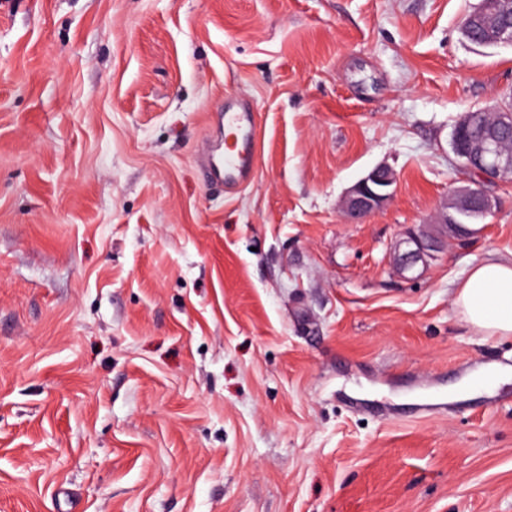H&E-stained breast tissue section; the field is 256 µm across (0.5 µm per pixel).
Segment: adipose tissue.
<instances>
[{
    "label": "adipose tissue",
    "instance_id": "ef3b65f1",
    "mask_svg": "<svg viewBox=\"0 0 512 512\" xmlns=\"http://www.w3.org/2000/svg\"><path fill=\"white\" fill-rule=\"evenodd\" d=\"M464 320L488 336L512 335V258L471 267L454 299Z\"/></svg>",
    "mask_w": 512,
    "mask_h": 512
}]
</instances>
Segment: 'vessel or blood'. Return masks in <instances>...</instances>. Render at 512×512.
Here are the masks:
<instances>
[{"label": "vessel or blood", "instance_id": "vessel-or-blood-1", "mask_svg": "<svg viewBox=\"0 0 512 512\" xmlns=\"http://www.w3.org/2000/svg\"><path fill=\"white\" fill-rule=\"evenodd\" d=\"M224 128L229 133L226 147L207 153L203 166L212 181L235 188L249 178L253 168L251 113L225 112Z\"/></svg>", "mask_w": 512, "mask_h": 512}]
</instances>
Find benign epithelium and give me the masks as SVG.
<instances>
[{
    "label": "benign epithelium",
    "mask_w": 512,
    "mask_h": 512,
    "mask_svg": "<svg viewBox=\"0 0 512 512\" xmlns=\"http://www.w3.org/2000/svg\"><path fill=\"white\" fill-rule=\"evenodd\" d=\"M472 19L481 29L485 44H512V16L508 17L499 9L498 0H479L472 11ZM491 115L496 127L478 141L464 143L467 127L478 122L481 117ZM512 129V104L496 108H481L467 113L452 134V150L462 167L473 173L478 183L475 187L453 191L455 213L443 211L438 224L429 231H407L397 245L396 266L399 273L408 279L418 277L420 268L435 257L448 241L446 224H472L477 215L486 216L497 204L491 188L512 184V155H503L498 147L497 130ZM395 176L385 166H377L358 180L346 193L343 209L350 219H362L382 210L391 200L394 192Z\"/></svg>",
    "instance_id": "benign-epithelium-1"
}]
</instances>
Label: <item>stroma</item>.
<instances>
[{
  "instance_id": "35a3bbf8",
  "label": "stroma",
  "mask_w": 512,
  "mask_h": 512,
  "mask_svg": "<svg viewBox=\"0 0 512 512\" xmlns=\"http://www.w3.org/2000/svg\"><path fill=\"white\" fill-rule=\"evenodd\" d=\"M476 0H0V512H512V336L453 305L512 184L404 279L512 97ZM256 115L250 180L202 158ZM383 165L387 206L348 189ZM395 176L385 166H377L358 180L346 193L343 209L350 219H362L382 210L391 200Z\"/></svg>"
}]
</instances>
